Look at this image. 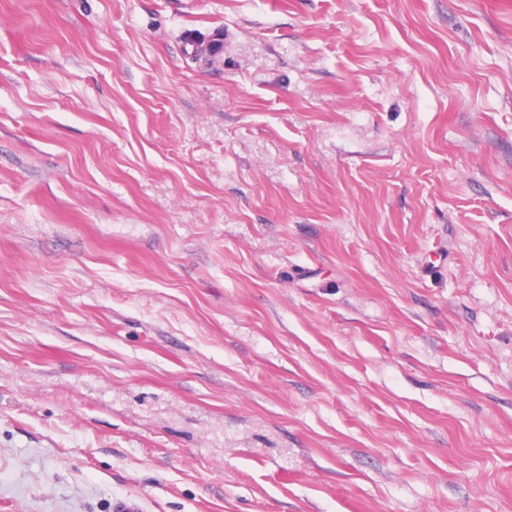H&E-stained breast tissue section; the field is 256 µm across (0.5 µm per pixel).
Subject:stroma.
<instances>
[{
	"label": "stroma",
	"mask_w": 512,
	"mask_h": 512,
	"mask_svg": "<svg viewBox=\"0 0 512 512\" xmlns=\"http://www.w3.org/2000/svg\"><path fill=\"white\" fill-rule=\"evenodd\" d=\"M512 512V0H0V512Z\"/></svg>",
	"instance_id": "35a3bbf8"
}]
</instances>
